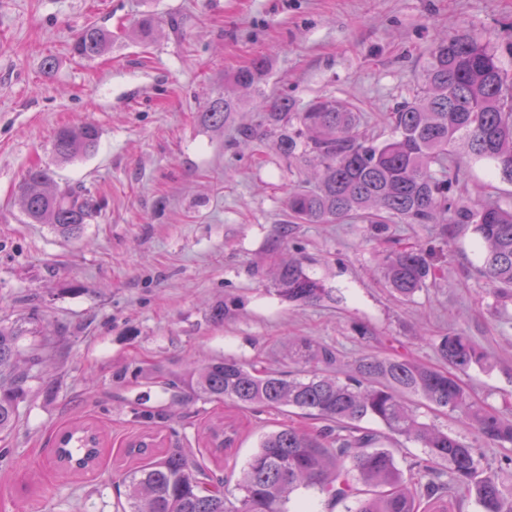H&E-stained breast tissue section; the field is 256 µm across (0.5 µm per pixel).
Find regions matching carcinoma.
Listing matches in <instances>:
<instances>
[{
    "label": "carcinoma",
    "mask_w": 512,
    "mask_h": 512,
    "mask_svg": "<svg viewBox=\"0 0 512 512\" xmlns=\"http://www.w3.org/2000/svg\"><path fill=\"white\" fill-rule=\"evenodd\" d=\"M111 34L86 26L73 46L85 60L101 55ZM266 61L232 74L231 90L210 99L203 123L224 127L244 94L263 114L247 139L277 135L279 150L316 162L315 184L297 185L288 194L291 223L334 224L361 218L370 224H466L473 226L484 251L477 268L487 293L504 305L512 301V207H477L456 201L463 154L490 161L500 178L512 183V77L496 51L467 34L438 42L429 54L422 84L391 116L384 139L359 129L360 117L331 96L299 107L292 97H269L261 84ZM100 132L94 124L63 126L52 143V160L69 162L93 152ZM440 167V172L432 166ZM51 164L29 168L18 187L29 223L49 224L62 237L77 238L98 208L92 196L54 183ZM383 277L392 296L410 302L428 287L435 270L421 249L391 250L383 258ZM276 294L290 302L320 304L332 290L308 275L298 259L282 261L274 278ZM18 329L0 325V433L10 430L24 388L14 375ZM438 366L405 354L361 356L349 370L335 348L308 339L288 341L291 371L256 361L215 359L186 372L172 371L164 385L208 401L241 409H296L325 422L316 430L285 427L263 435L241 471L237 495L228 498L224 478L199 464L192 451L173 448L127 471L121 512H288L290 495L314 490L345 512H450L448 504L472 498L479 512H512V484L484 460L482 445L512 447V418L468 395L462 376L485 360L484 352L462 331L439 337ZM417 396L421 402L414 403ZM465 425V440L421 420L419 409ZM380 423L385 432L361 426ZM404 440L425 448V457L398 466L395 450L382 440ZM207 443L230 448L224 424L207 428ZM101 436L91 424L73 425L55 440L59 463L85 471L98 463Z\"/></svg>",
    "instance_id": "1"
}]
</instances>
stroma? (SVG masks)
<instances>
[{"mask_svg":"<svg viewBox=\"0 0 512 512\" xmlns=\"http://www.w3.org/2000/svg\"><path fill=\"white\" fill-rule=\"evenodd\" d=\"M144 14L157 22L147 44L132 28ZM91 23L112 41L87 61L72 44ZM461 31L512 73V0H0V322L21 326L18 368L28 376L0 437V512H115L123 475L139 463L125 445L147 432L153 456L193 449L235 484L263 434L314 419L201 399L180 406L160 376L224 355L278 369L292 338L337 348L349 365L403 344L435 366L438 337L464 331L488 356L465 378L471 393L512 416V305L486 294L471 228L290 223L288 189L310 172L308 156L245 141L242 129L262 121L251 104L220 132L199 118L228 74L262 57L265 93L303 104L336 96L362 129L386 137L431 48ZM86 122L100 130L96 150L56 165L54 179L90 191L100 208L67 240L28 223L17 189L48 161L58 127ZM455 193L469 206H512V183L483 160L466 161ZM409 247L429 253L436 277L403 304L381 262ZM284 257L301 258L333 300L278 297L274 262ZM220 302L230 314L217 323ZM78 419L98 426L104 452L73 473L53 446ZM219 420L236 435L216 452L203 432Z\"/></svg>","mask_w":512,"mask_h":512,"instance_id":"35a3bbf8","label":"stroma"}]
</instances>
